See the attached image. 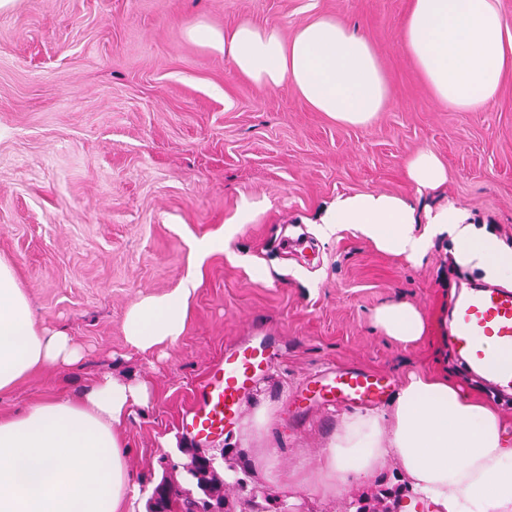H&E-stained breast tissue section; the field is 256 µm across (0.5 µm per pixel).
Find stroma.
I'll return each mask as SVG.
<instances>
[{"instance_id":"obj_1","label":"stroma","mask_w":512,"mask_h":512,"mask_svg":"<svg viewBox=\"0 0 512 512\" xmlns=\"http://www.w3.org/2000/svg\"><path fill=\"white\" fill-rule=\"evenodd\" d=\"M412 0H13L0 10V259L10 263L39 326L62 331L82 360L33 374L0 395V413L45 397L75 399L105 376L148 388L127 420L129 465L146 512L163 477L181 478L180 420L225 348L255 331L276 337L272 369L244 416L215 443L228 457L274 448L272 468L326 448L343 412L295 394L327 366H358L399 387L411 373L450 376L494 404L512 434V399L473 378L447 343L461 285L483 283L435 238L420 264L329 230L337 197L379 191L418 210L451 204L512 246V70L478 112L437 102L398 37ZM333 17L366 36L389 81L383 112L364 126L314 111L290 83L260 88L191 35L240 20L285 35ZM433 150L448 168L417 194L408 158ZM228 224L238 230L218 241ZM217 246L196 253L194 242ZM194 278L183 334L142 353L125 339L128 311ZM426 323L396 342L372 324L392 300ZM277 420L258 437L259 411ZM400 488L399 512H433L396 461L339 493L287 489L299 512H345L361 494Z\"/></svg>"}]
</instances>
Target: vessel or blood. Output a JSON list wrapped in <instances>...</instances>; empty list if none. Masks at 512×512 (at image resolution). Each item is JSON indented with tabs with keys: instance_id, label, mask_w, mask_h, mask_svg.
<instances>
[{
	"instance_id": "vessel-or-blood-1",
	"label": "vessel or blood",
	"mask_w": 512,
	"mask_h": 512,
	"mask_svg": "<svg viewBox=\"0 0 512 512\" xmlns=\"http://www.w3.org/2000/svg\"><path fill=\"white\" fill-rule=\"evenodd\" d=\"M448 343L470 371L502 394H512V289L474 288L452 307ZM270 341L252 337L224 354L196 390L182 418L190 442H206L222 434L226 423L241 416L245 396L272 364ZM330 409L376 406L389 384L365 368L345 367L315 376Z\"/></svg>"
}]
</instances>
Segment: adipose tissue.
Listing matches in <instances>:
<instances>
[{"instance_id": "adipose-tissue-1", "label": "adipose tissue", "mask_w": 512, "mask_h": 512, "mask_svg": "<svg viewBox=\"0 0 512 512\" xmlns=\"http://www.w3.org/2000/svg\"><path fill=\"white\" fill-rule=\"evenodd\" d=\"M192 34L220 47L256 86L290 83L336 122L369 124L388 102L374 47L336 19L317 17L290 37L279 25L247 19ZM400 38L434 97L459 110L493 101L503 71L512 67L499 0H413ZM406 172L420 194L448 179L429 149L412 156ZM426 218L418 228L411 199L372 191L337 198L321 221L352 227L378 250L414 263L434 236L445 234L459 265L512 279V247L482 234L465 212L450 205ZM191 293L185 286L134 306L125 321L128 344L146 352L174 343L185 329ZM373 324L401 343L425 331L420 311L399 300L376 309ZM81 357L70 337L37 328L12 267L0 260V393L38 369L70 366ZM147 400L145 388L106 378L85 398H45L21 413L0 415V512H129L138 488L125 423L130 407ZM391 459L436 512H512V435L495 408L444 377L409 376L383 411L345 416L315 460L271 478L331 495L348 477L369 478Z\"/></svg>"}]
</instances>
